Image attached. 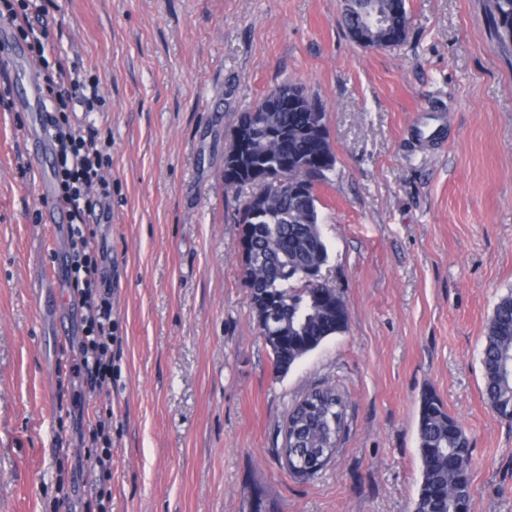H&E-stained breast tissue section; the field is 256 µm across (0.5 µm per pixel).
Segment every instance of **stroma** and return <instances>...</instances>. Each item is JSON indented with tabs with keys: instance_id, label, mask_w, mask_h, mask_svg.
<instances>
[{
	"instance_id": "1",
	"label": "stroma",
	"mask_w": 512,
	"mask_h": 512,
	"mask_svg": "<svg viewBox=\"0 0 512 512\" xmlns=\"http://www.w3.org/2000/svg\"><path fill=\"white\" fill-rule=\"evenodd\" d=\"M489 0H405L406 40L364 48L342 0H51L35 70L99 78L112 221L94 225L112 290V381L73 368L83 310L37 292L69 227L38 204L28 113L0 107V512H413L418 403L430 389L473 448L472 512H512V425L483 397L486 324L512 289V48ZM301 83L335 156L319 190L325 277L346 332L283 376L239 264L224 152L241 112ZM346 400L312 477L280 454L317 383ZM104 420L111 474L91 477L76 415ZM67 490H60L61 479Z\"/></svg>"
}]
</instances>
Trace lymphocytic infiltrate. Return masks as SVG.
I'll return each mask as SVG.
<instances>
[{"label":"lymphocytic infiltrate","instance_id":"1","mask_svg":"<svg viewBox=\"0 0 512 512\" xmlns=\"http://www.w3.org/2000/svg\"><path fill=\"white\" fill-rule=\"evenodd\" d=\"M44 10L40 0H0V17L14 24L30 53L39 58L45 53L48 31L34 26L31 18ZM41 80L52 110L55 196L72 223L69 285L75 299L88 311L87 330L75 353L76 372L87 385L96 388L112 378V301L109 289L101 285L103 258L96 253L84 226L95 209L89 189L99 188L104 197L110 194L102 174L108 159L98 147L94 127L75 123L73 114L79 107L97 111V83L81 79L74 68L63 63L56 71L42 75ZM79 436L91 444L82 459L83 466L93 472H111L112 441L105 435L103 424H88Z\"/></svg>","mask_w":512,"mask_h":512}]
</instances>
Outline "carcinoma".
<instances>
[{"instance_id":"1","label":"carcinoma","mask_w":512,"mask_h":512,"mask_svg":"<svg viewBox=\"0 0 512 512\" xmlns=\"http://www.w3.org/2000/svg\"><path fill=\"white\" fill-rule=\"evenodd\" d=\"M497 37L512 42V0H490ZM343 22L349 33L371 31L366 46L382 48L405 41L409 16L405 0H345ZM288 93L299 106L271 116L281 134L263 147L262 157L245 148L240 170L224 168V187H237L236 180L259 179L267 163L279 164L288 175V188L297 193L272 197L266 204L269 214H254L248 199L239 208L241 235L249 237L256 256L246 272L250 279L256 322L274 313L288 318V334L280 336L282 322L258 328L265 344L272 345L276 364L292 368L328 338L343 333L348 326L345 303L331 284L321 286L306 281V271L321 269L329 259L317 203L318 187L333 171L335 157L329 140L314 143L318 129L324 128L322 106L303 87L288 83ZM484 394L497 417L512 423V292L500 298L489 320L481 352ZM303 402L288 411V429H301L295 451L318 456L322 448H335L344 431L345 402L333 385L310 389ZM336 410V427L330 428L317 404ZM421 483L414 512H462L472 508L470 461L472 448L463 424L452 416L442 399L432 390L421 393L417 420Z\"/></svg>"}]
</instances>
